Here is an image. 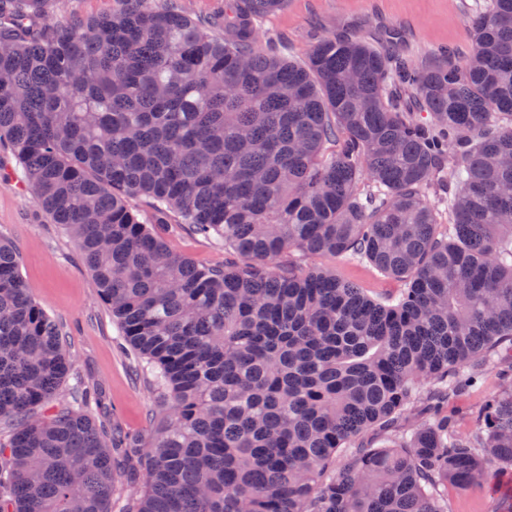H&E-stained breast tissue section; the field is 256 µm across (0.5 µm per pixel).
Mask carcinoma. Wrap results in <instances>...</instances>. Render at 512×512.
I'll use <instances>...</instances> for the list:
<instances>
[{"label": "carcinoma", "instance_id": "obj_1", "mask_svg": "<svg viewBox=\"0 0 512 512\" xmlns=\"http://www.w3.org/2000/svg\"><path fill=\"white\" fill-rule=\"evenodd\" d=\"M54 2L0 0V145L149 379L122 512H448V487L511 470L512 0L425 63L334 35L284 58L256 22L288 0H227L222 23L112 0L67 25ZM130 198L244 262L173 252ZM492 373L460 432L449 407ZM71 375L0 240V512H111L97 403H54ZM322 266L336 269L344 276L357 279L365 288H372V291L379 297H385L397 293L399 288H402L400 282L378 274L376 271L372 272L365 268L336 262V259L331 257H324L315 261Z\"/></svg>", "mask_w": 512, "mask_h": 512}]
</instances>
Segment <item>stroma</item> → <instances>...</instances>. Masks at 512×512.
<instances>
[{"label":"stroma","instance_id":"obj_1","mask_svg":"<svg viewBox=\"0 0 512 512\" xmlns=\"http://www.w3.org/2000/svg\"><path fill=\"white\" fill-rule=\"evenodd\" d=\"M483 0H289L285 10L260 20L265 37L280 41L287 58L304 60L311 44L347 28L377 42L382 26L404 29L403 51L427 59L441 45L466 49V19ZM13 157L0 151V239L19 252L21 274L35 298L65 332L72 371L94 387L109 429L145 435L151 400L134 358L115 342L118 329L101 301L92 276L70 235L36 206L12 177ZM156 232L176 253L210 265L224 262V250L188 229L159 224ZM448 512H512V474L499 483L459 492L449 490Z\"/></svg>","mask_w":512,"mask_h":512}]
</instances>
